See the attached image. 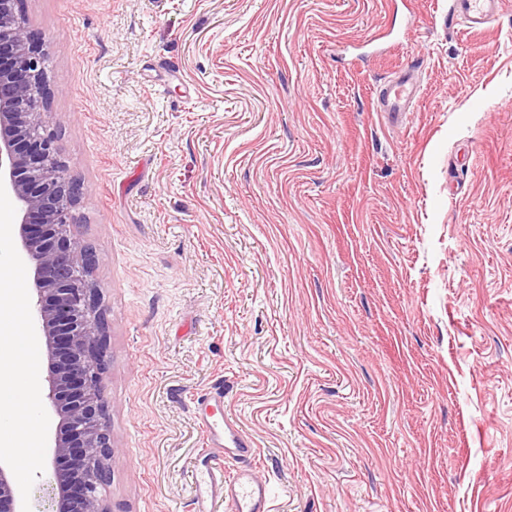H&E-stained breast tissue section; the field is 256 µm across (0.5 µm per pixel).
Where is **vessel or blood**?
I'll list each match as a JSON object with an SVG mask.
<instances>
[{
    "label": "vessel or blood",
    "instance_id": "obj_1",
    "mask_svg": "<svg viewBox=\"0 0 512 512\" xmlns=\"http://www.w3.org/2000/svg\"><path fill=\"white\" fill-rule=\"evenodd\" d=\"M502 4L503 0H450V13L462 20L468 31L478 32L496 17ZM419 97L420 87L413 71L402 69L384 88L381 107L383 112L397 118L409 112ZM203 426L210 450L202 454L196 467L201 499L223 500L228 512H268V483L253 471L251 440L228 417L204 420ZM227 459L239 465L229 480L225 479L222 466Z\"/></svg>",
    "mask_w": 512,
    "mask_h": 512
}]
</instances>
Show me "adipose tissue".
<instances>
[{
	"mask_svg": "<svg viewBox=\"0 0 512 512\" xmlns=\"http://www.w3.org/2000/svg\"><path fill=\"white\" fill-rule=\"evenodd\" d=\"M20 269L0 280V415H15L16 396L33 400L40 373V362L26 338L21 335L24 320L21 294L15 286Z\"/></svg>",
	"mask_w": 512,
	"mask_h": 512,
	"instance_id": "obj_1",
	"label": "adipose tissue"
}]
</instances>
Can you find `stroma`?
<instances>
[{"label":"stroma","mask_w":512,"mask_h":512,"mask_svg":"<svg viewBox=\"0 0 512 512\" xmlns=\"http://www.w3.org/2000/svg\"><path fill=\"white\" fill-rule=\"evenodd\" d=\"M449 5L22 0L103 256L110 512H200L216 389L269 512H512V0ZM16 475L55 512L45 453ZM453 18L462 20L467 31L480 32L500 12L503 0H451ZM419 98L420 86L413 70L400 69L382 92L381 112L398 118L410 112Z\"/></svg>","instance_id":"1"}]
</instances>
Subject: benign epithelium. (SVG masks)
<instances>
[{"label": "benign epithelium", "mask_w": 512, "mask_h": 512, "mask_svg": "<svg viewBox=\"0 0 512 512\" xmlns=\"http://www.w3.org/2000/svg\"><path fill=\"white\" fill-rule=\"evenodd\" d=\"M0 0V188L15 202L16 239L32 274V331L47 361L40 402L56 416L52 464L57 512H109L98 496L112 455L100 393L108 321L91 270L101 262L72 226L83 186L47 132L44 40L20 10ZM12 452L0 449V512H25Z\"/></svg>", "instance_id": "1"}]
</instances>
